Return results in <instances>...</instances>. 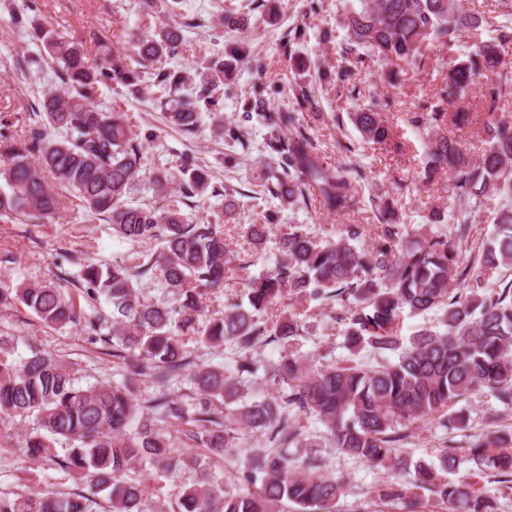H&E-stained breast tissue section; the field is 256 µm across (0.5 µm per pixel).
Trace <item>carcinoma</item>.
I'll list each match as a JSON object with an SVG mask.
<instances>
[{
	"label": "carcinoma",
	"mask_w": 512,
	"mask_h": 512,
	"mask_svg": "<svg viewBox=\"0 0 512 512\" xmlns=\"http://www.w3.org/2000/svg\"><path fill=\"white\" fill-rule=\"evenodd\" d=\"M486 24L485 16L463 9L458 0H348L343 26L355 61L336 72V81L347 84L355 64L377 57L389 66L386 78L394 88L401 74L437 73L441 105L413 117L423 129L446 117L463 129L471 117L466 101L479 93L488 106L481 154L472 157L463 136L443 134L430 141L419 174L426 183L448 176L454 196L478 205L512 197V116L496 111L512 75V31L499 29L465 60L432 58L424 45L432 40L447 46L455 34ZM37 36L57 62L64 89L44 95L32 108L34 119L22 135L3 138L10 145L0 170V216L54 219L61 200L53 179L80 201L89 219L110 222L118 239L131 246L154 241L158 250L138 251L132 261L111 265L85 259L78 273L62 272L42 284L0 281V305L20 303L53 329L81 324L75 298L64 292L72 289L95 309L85 328L123 361L121 380L83 386L63 358L41 350L22 356L14 339L0 336V419L36 421L18 448L20 455L54 462L61 447L65 469L90 493H105L109 512H144L145 479L129 476L142 461L180 476L175 503L160 499L152 512H280L284 500L298 512H329L344 481L321 471L314 453L296 457L283 450L287 444L315 447L298 426L305 417L322 424L339 451L372 467L394 472L414 467L412 487L388 481L373 490L380 500H406L422 490L444 512H496L494 499L475 479L492 476L512 490V426L478 436L462 450L450 444L436 464L413 463L401 448L420 421L444 430L466 428L468 416L450 408L475 395L488 393L512 405V281L498 291L485 287L500 268H512V209L499 208L490 239L469 256L459 241L470 235L472 208L457 211L443 229L446 213L440 209L415 227L400 223L388 204L377 205L380 232L366 246L360 243V224H344L335 236L291 224L277 239L273 266L245 278L247 302H233L209 316L204 300L223 290L237 269L222 225L185 223L170 197L175 185L185 199L207 195L210 174L188 155L176 171L156 162L133 137L126 113L98 109L101 85L112 80L133 96L140 93L144 72L126 57L101 43L92 60L82 45L58 32L40 29ZM181 44L180 31L164 26L136 39L135 51L168 88L165 126L192 138L205 122L198 100L224 84L230 63H212L196 93L190 88L195 76L162 66ZM381 109L371 96L351 117L377 144L386 143L391 133ZM209 128L216 139L245 137L224 128V118L214 114ZM266 148L278 161L268 167L264 188L281 207L296 208L315 198L335 213L360 208L361 170L325 165L301 128L270 139ZM144 176L164 204L127 202ZM271 232L269 224L248 225L249 249L266 250ZM145 276L171 301L145 298L140 284ZM102 297L111 306L108 313L97 309ZM308 300L328 302V323L339 329L347 358L317 369L302 364L299 349L311 331L297 308ZM273 305L282 307L275 320L259 321ZM406 309L438 314V328L424 326L402 336L399 320ZM259 342L275 343L282 353L264 376L270 393L250 399L238 387L239 377L256 373L250 350ZM193 344L210 349L232 344L240 355L231 365H198L190 360ZM364 351L382 361L373 367L358 363ZM184 375L190 388L180 400L140 393L138 384L147 378L163 387ZM171 420L186 425L185 434L210 460L243 454L234 488L197 456H189L180 469L172 463L170 439L158 427ZM249 433L264 436L268 447H241ZM464 460L471 467L461 474ZM0 512H90L89 497L47 491L0 498Z\"/></svg>",
	"instance_id": "cac0c4a2"
}]
</instances>
